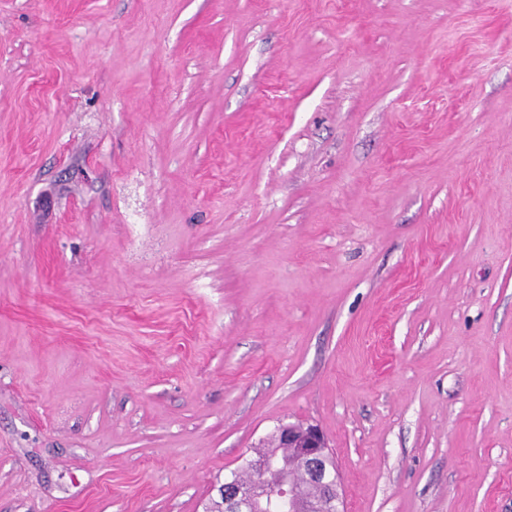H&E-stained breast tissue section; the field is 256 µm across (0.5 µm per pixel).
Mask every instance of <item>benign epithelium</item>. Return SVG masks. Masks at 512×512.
<instances>
[{
	"label": "benign epithelium",
	"mask_w": 512,
	"mask_h": 512,
	"mask_svg": "<svg viewBox=\"0 0 512 512\" xmlns=\"http://www.w3.org/2000/svg\"><path fill=\"white\" fill-rule=\"evenodd\" d=\"M283 448L294 450L308 482L320 488V500L306 499L301 487L284 477L269 485L242 483L233 478L219 488L222 512H255V499L275 496L288 502L289 512H339L340 481L331 466L323 432L315 425L283 423L276 431Z\"/></svg>",
	"instance_id": "benign-epithelium-1"
}]
</instances>
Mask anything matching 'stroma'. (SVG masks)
<instances>
[{
	"label": "stroma",
	"instance_id": "1",
	"mask_svg": "<svg viewBox=\"0 0 512 512\" xmlns=\"http://www.w3.org/2000/svg\"><path fill=\"white\" fill-rule=\"evenodd\" d=\"M283 422L512 512V0H0V512H206Z\"/></svg>",
	"mask_w": 512,
	"mask_h": 512
}]
</instances>
